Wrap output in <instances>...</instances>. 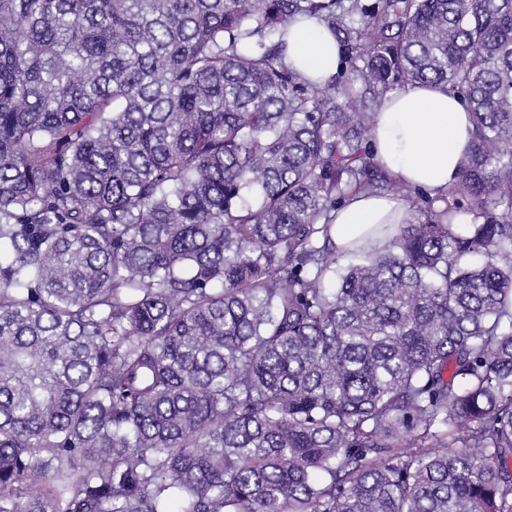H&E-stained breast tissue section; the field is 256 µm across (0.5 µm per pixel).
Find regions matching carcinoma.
Wrapping results in <instances>:
<instances>
[{
    "mask_svg": "<svg viewBox=\"0 0 512 512\" xmlns=\"http://www.w3.org/2000/svg\"><path fill=\"white\" fill-rule=\"evenodd\" d=\"M409 83L469 149L331 288ZM0 512H512V0H0ZM339 46L334 37L313 19L293 22L288 27V66L305 79L323 83L329 76L324 63L338 58Z\"/></svg>",
    "mask_w": 512,
    "mask_h": 512,
    "instance_id": "carcinoma-1",
    "label": "carcinoma"
}]
</instances>
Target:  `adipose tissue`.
<instances>
[{
	"label": "adipose tissue",
	"mask_w": 512,
	"mask_h": 512,
	"mask_svg": "<svg viewBox=\"0 0 512 512\" xmlns=\"http://www.w3.org/2000/svg\"><path fill=\"white\" fill-rule=\"evenodd\" d=\"M338 52L337 41L315 20L289 26L287 62L305 79L324 82L329 76L324 63ZM470 129L469 111L459 95L438 86L408 85L388 93L374 113L373 152L399 182L434 194L455 181ZM408 218L407 207L395 196L359 194L337 211L331 236L341 251L357 240L377 245V226Z\"/></svg>",
	"instance_id": "1"
}]
</instances>
